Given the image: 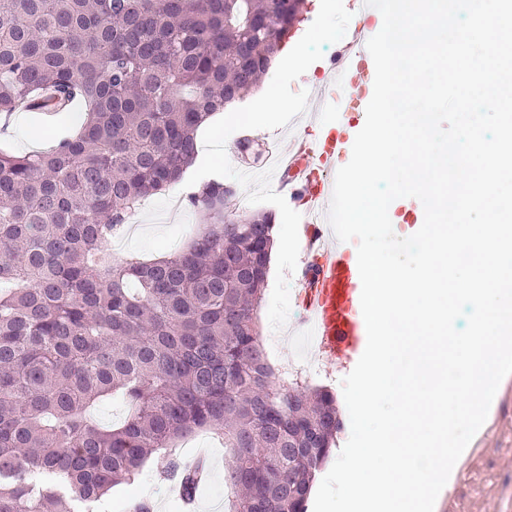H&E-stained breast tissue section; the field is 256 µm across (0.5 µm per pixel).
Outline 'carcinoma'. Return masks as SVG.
Listing matches in <instances>:
<instances>
[{
    "label": "carcinoma",
    "mask_w": 512,
    "mask_h": 512,
    "mask_svg": "<svg viewBox=\"0 0 512 512\" xmlns=\"http://www.w3.org/2000/svg\"><path fill=\"white\" fill-rule=\"evenodd\" d=\"M304 0H0V114L87 116L49 151L0 150V512H78L203 429L224 512H306L336 397L271 363L258 310L274 217L231 187L154 261H112L141 203L193 163L206 118L260 87ZM118 399L122 424L95 409Z\"/></svg>",
    "instance_id": "cac0c4a2"
}]
</instances>
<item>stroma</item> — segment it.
<instances>
[{
	"label": "stroma",
	"instance_id": "35a3bbf8",
	"mask_svg": "<svg viewBox=\"0 0 512 512\" xmlns=\"http://www.w3.org/2000/svg\"><path fill=\"white\" fill-rule=\"evenodd\" d=\"M308 118L296 116L287 128L250 131L249 141L240 134H232L226 142V152L237 169L259 174L268 165L260 159L268 142L276 141L290 148L294 137L304 135ZM52 132L43 118L34 112H16L0 117V148L23 155L41 151L52 143ZM194 190L176 183L166 192L144 202L130 223L133 233L124 234L112 242V257L120 262L135 256L154 259L183 247L190 236L207 222L206 212L191 206L189 198ZM290 313L288 322L280 332H273L267 309H260L259 317L263 339L274 366L286 365L289 358L297 357L296 348L288 339L303 333L304 311L297 297L302 288L300 273L289 277ZM475 453L460 461L461 472L454 483L436 500L434 512H512V377L504 381L497 391L493 407L483 426L470 442ZM209 447V474L199 488L198 506L202 512H224V471L230 463L224 442L216 435L202 432L180 442L178 450L186 459H194L202 447ZM160 459L146 462L142 478L132 485H116L105 504L94 512H125L126 502L135 496H146L162 505L163 512H184L181 502L170 493L169 486L159 475Z\"/></svg>",
	"mask_w": 512,
	"mask_h": 512
}]
</instances>
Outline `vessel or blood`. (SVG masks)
Here are the masks:
<instances>
[{
    "instance_id": "obj_1",
    "label": "vessel or blood",
    "mask_w": 512,
    "mask_h": 512,
    "mask_svg": "<svg viewBox=\"0 0 512 512\" xmlns=\"http://www.w3.org/2000/svg\"><path fill=\"white\" fill-rule=\"evenodd\" d=\"M356 16L352 44L345 52V67L358 76L359 85L371 84L375 76L366 43L373 35L364 23L370 8L364 0H353ZM344 67V68H345ZM357 134L355 126L337 119L335 128H321L312 141L301 142L284 153L271 144L268 155L280 168L279 191L305 198L319 221L304 227V249L313 260L302 273L299 301L306 312V334L311 351L326 361L348 365L357 362L366 343V326L361 310L362 284L357 257L339 242L328 223L336 167Z\"/></svg>"
}]
</instances>
